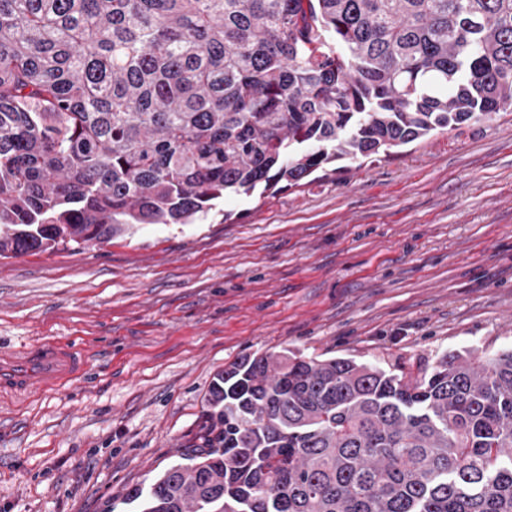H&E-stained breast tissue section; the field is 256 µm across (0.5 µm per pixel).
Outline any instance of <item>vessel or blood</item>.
I'll list each match as a JSON object with an SVG mask.
<instances>
[{"label":"vessel or blood","instance_id":"1","mask_svg":"<svg viewBox=\"0 0 512 512\" xmlns=\"http://www.w3.org/2000/svg\"><path fill=\"white\" fill-rule=\"evenodd\" d=\"M86 369L83 353L53 337L16 352L0 353V395L29 396L80 377Z\"/></svg>","mask_w":512,"mask_h":512}]
</instances>
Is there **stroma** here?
Returning a JSON list of instances; mask_svg holds the SVG:
<instances>
[{
  "instance_id": "1",
  "label": "stroma",
  "mask_w": 512,
  "mask_h": 512,
  "mask_svg": "<svg viewBox=\"0 0 512 512\" xmlns=\"http://www.w3.org/2000/svg\"><path fill=\"white\" fill-rule=\"evenodd\" d=\"M44 336L87 370L0 398V512H136L184 462L215 374L285 349L396 371L512 347V111L197 224L0 256V347Z\"/></svg>"
}]
</instances>
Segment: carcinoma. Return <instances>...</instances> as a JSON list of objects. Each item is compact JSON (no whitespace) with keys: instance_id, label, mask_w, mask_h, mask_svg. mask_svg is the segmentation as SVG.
<instances>
[{"instance_id":"obj_1","label":"carcinoma","mask_w":512,"mask_h":512,"mask_svg":"<svg viewBox=\"0 0 512 512\" xmlns=\"http://www.w3.org/2000/svg\"><path fill=\"white\" fill-rule=\"evenodd\" d=\"M512 110V0H0V256L193 224ZM138 512H512V348L217 373Z\"/></svg>"}]
</instances>
